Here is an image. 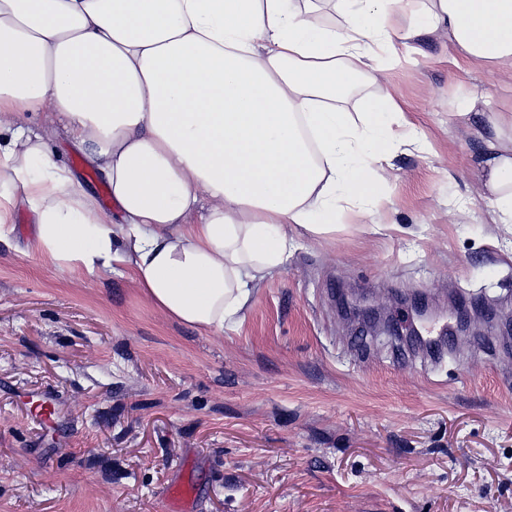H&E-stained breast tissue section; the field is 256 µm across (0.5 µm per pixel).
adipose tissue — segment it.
Here are the masks:
<instances>
[{"label": "adipose tissue", "mask_w": 512, "mask_h": 512, "mask_svg": "<svg viewBox=\"0 0 512 512\" xmlns=\"http://www.w3.org/2000/svg\"><path fill=\"white\" fill-rule=\"evenodd\" d=\"M292 0H0V242L16 201L38 219L46 264L129 277L168 319L223 333L253 285L285 267L295 233L367 214L393 96L364 126L340 106L377 78L379 53L444 29L464 60L512 78V0H337L343 27ZM48 112L97 170L115 217L44 135ZM485 199L512 224V113L488 119Z\"/></svg>", "instance_id": "obj_1"}]
</instances>
